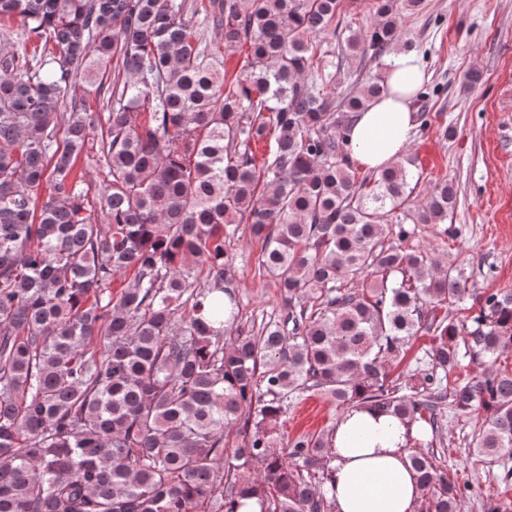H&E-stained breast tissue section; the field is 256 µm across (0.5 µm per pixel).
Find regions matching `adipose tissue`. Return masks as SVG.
<instances>
[{"instance_id": "obj_1", "label": "adipose tissue", "mask_w": 512, "mask_h": 512, "mask_svg": "<svg viewBox=\"0 0 512 512\" xmlns=\"http://www.w3.org/2000/svg\"><path fill=\"white\" fill-rule=\"evenodd\" d=\"M425 69L416 55H398L386 81L394 94L351 114L345 132L352 159L377 171L404 155L413 140L415 91ZM416 427L370 407L353 408L333 432L335 453L324 491L333 512H417L420 492L409 460Z\"/></svg>"}]
</instances>
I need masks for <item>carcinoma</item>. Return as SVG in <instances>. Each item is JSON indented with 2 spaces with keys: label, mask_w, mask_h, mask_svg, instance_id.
Returning <instances> with one entry per match:
<instances>
[{
  "label": "carcinoma",
  "mask_w": 512,
  "mask_h": 512,
  "mask_svg": "<svg viewBox=\"0 0 512 512\" xmlns=\"http://www.w3.org/2000/svg\"><path fill=\"white\" fill-rule=\"evenodd\" d=\"M341 2L0 0V20L21 23L0 29V512H237L248 499L332 512L329 436L278 451L276 423L307 393L433 433L447 399L482 412L474 454L512 483V371L494 368L512 352V290L475 295L462 320L437 317L472 293L406 242L417 224L448 223L457 191L434 183L412 207L422 173L410 158L358 174L344 118L391 89L378 77L339 90L320 38ZM421 4L373 0L345 59L415 50L399 19ZM201 13L224 46L203 40ZM34 39L46 47L30 59ZM243 43L229 77L224 53ZM115 59L125 79L91 112ZM268 137L259 164L253 145ZM82 158L107 167L95 206ZM243 223L285 311L256 334L237 326L224 285V237ZM423 331L435 336L428 370L391 378ZM463 354L490 368L450 386ZM410 463L423 512H461L433 458Z\"/></svg>",
  "instance_id": "obj_1"
}]
</instances>
